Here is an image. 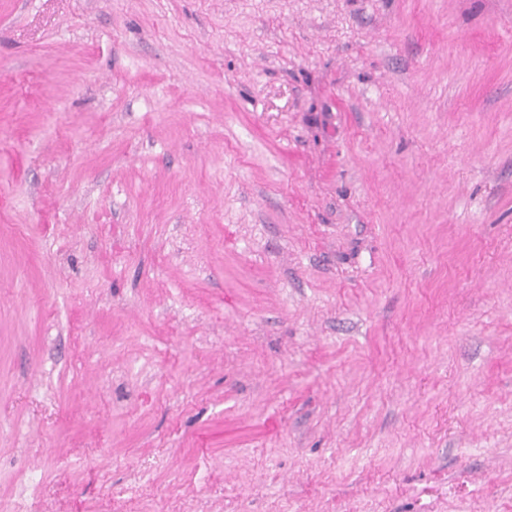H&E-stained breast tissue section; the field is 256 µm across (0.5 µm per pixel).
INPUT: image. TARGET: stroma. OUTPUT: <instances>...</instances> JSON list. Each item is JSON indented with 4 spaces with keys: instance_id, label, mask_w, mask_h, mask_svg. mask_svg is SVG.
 <instances>
[{
    "instance_id": "stroma-1",
    "label": "stroma",
    "mask_w": 512,
    "mask_h": 512,
    "mask_svg": "<svg viewBox=\"0 0 512 512\" xmlns=\"http://www.w3.org/2000/svg\"><path fill=\"white\" fill-rule=\"evenodd\" d=\"M0 512H512V0H0Z\"/></svg>"
}]
</instances>
